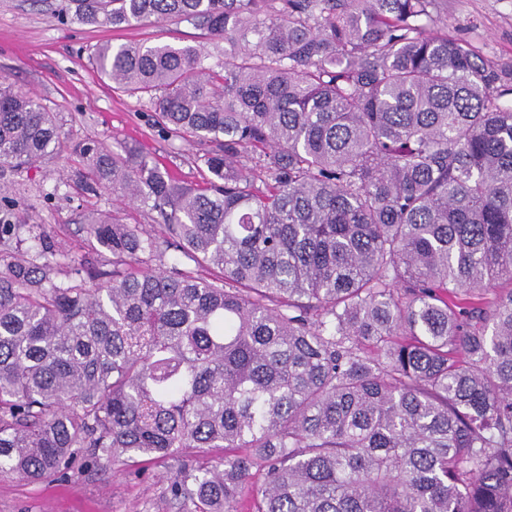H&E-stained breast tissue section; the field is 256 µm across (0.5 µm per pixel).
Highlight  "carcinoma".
<instances>
[{
  "instance_id": "carcinoma-1",
  "label": "carcinoma",
  "mask_w": 512,
  "mask_h": 512,
  "mask_svg": "<svg viewBox=\"0 0 512 512\" xmlns=\"http://www.w3.org/2000/svg\"><path fill=\"white\" fill-rule=\"evenodd\" d=\"M441 0H69L64 23L188 22L224 42L100 46L102 77L207 146L178 185L79 148L74 268L0 220V477L170 464L178 512H512V64ZM64 141L0 77V165ZM210 276L168 262L170 245Z\"/></svg>"
}]
</instances>
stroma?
<instances>
[{
	"instance_id": "obj_1",
	"label": "stroma",
	"mask_w": 512,
	"mask_h": 512,
	"mask_svg": "<svg viewBox=\"0 0 512 512\" xmlns=\"http://www.w3.org/2000/svg\"><path fill=\"white\" fill-rule=\"evenodd\" d=\"M441 21L450 35L464 38L486 60L512 63V0H444ZM65 0H0V77L9 78L54 112L71 148L61 159L32 168L0 167V197L11 202L9 220L37 216L51 242L80 260L86 229L81 213L110 211L128 224L156 229L160 219L143 205L115 195L83 193L77 179L85 168L75 144L102 140L148 154L178 183L202 186L207 171L203 149L166 132L148 100L113 89L98 73L93 51L106 43L203 44L211 60L224 55L222 41H202L187 22L146 23L115 29L64 24ZM158 460L126 467L119 475H83L65 482L0 479V512H169L161 499Z\"/></svg>"
}]
</instances>
